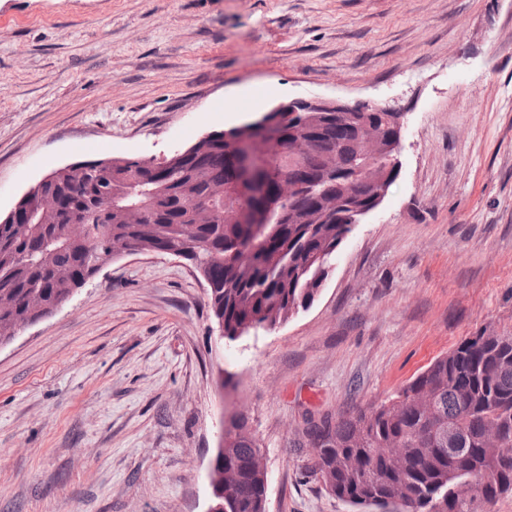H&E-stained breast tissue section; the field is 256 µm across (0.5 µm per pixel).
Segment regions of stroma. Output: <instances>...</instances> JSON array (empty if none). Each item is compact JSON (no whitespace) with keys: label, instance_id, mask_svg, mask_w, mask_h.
I'll return each mask as SVG.
<instances>
[{"label":"stroma","instance_id":"obj_1","mask_svg":"<svg viewBox=\"0 0 512 512\" xmlns=\"http://www.w3.org/2000/svg\"><path fill=\"white\" fill-rule=\"evenodd\" d=\"M295 98L402 115L400 172L314 303L222 341L186 261H113L0 348V512H206L232 412L267 512H355L308 421L512 334V0H0V215L68 164L159 162Z\"/></svg>","mask_w":512,"mask_h":512}]
</instances>
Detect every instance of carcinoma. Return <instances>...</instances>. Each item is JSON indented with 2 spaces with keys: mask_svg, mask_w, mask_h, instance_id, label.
Returning a JSON list of instances; mask_svg holds the SVG:
<instances>
[{
  "mask_svg": "<svg viewBox=\"0 0 512 512\" xmlns=\"http://www.w3.org/2000/svg\"><path fill=\"white\" fill-rule=\"evenodd\" d=\"M383 114L272 109L267 128L245 134L265 157L259 196L242 181L234 129L203 137L160 168L127 157L52 172L0 217V343L131 249L191 262L229 341L287 322L313 304L349 231L336 216V184L366 159L358 127ZM224 431L209 504L265 512L266 474L246 418L231 416ZM491 431L504 447L483 446ZM307 435L311 472L352 506L485 512L512 491V336H470L388 401L325 416Z\"/></svg>",
  "mask_w": 512,
  "mask_h": 512,
  "instance_id": "obj_1",
  "label": "carcinoma"
}]
</instances>
